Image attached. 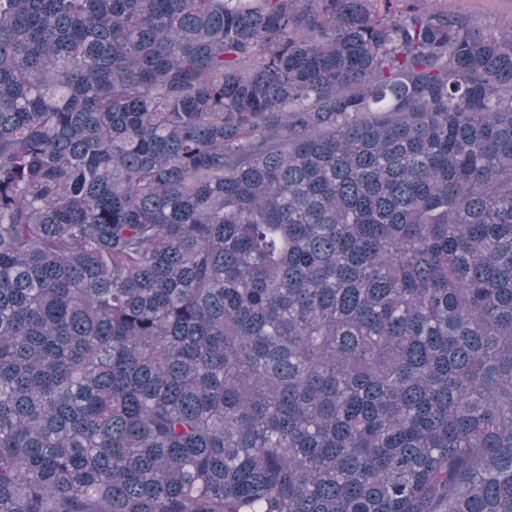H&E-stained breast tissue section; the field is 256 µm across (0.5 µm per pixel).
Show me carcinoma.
I'll return each mask as SVG.
<instances>
[{"label": "carcinoma", "mask_w": 512, "mask_h": 512, "mask_svg": "<svg viewBox=\"0 0 512 512\" xmlns=\"http://www.w3.org/2000/svg\"><path fill=\"white\" fill-rule=\"evenodd\" d=\"M0 0V512H512V22Z\"/></svg>", "instance_id": "cac0c4a2"}]
</instances>
